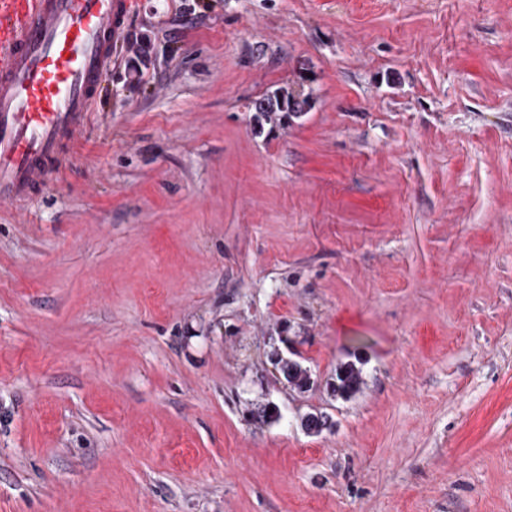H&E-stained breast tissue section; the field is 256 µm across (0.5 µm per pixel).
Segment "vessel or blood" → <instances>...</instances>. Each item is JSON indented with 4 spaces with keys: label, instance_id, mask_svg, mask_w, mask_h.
<instances>
[{
    "label": "vessel or blood",
    "instance_id": "vessel-or-blood-1",
    "mask_svg": "<svg viewBox=\"0 0 512 512\" xmlns=\"http://www.w3.org/2000/svg\"><path fill=\"white\" fill-rule=\"evenodd\" d=\"M131 4L0 0V204L70 167Z\"/></svg>",
    "mask_w": 512,
    "mask_h": 512
}]
</instances>
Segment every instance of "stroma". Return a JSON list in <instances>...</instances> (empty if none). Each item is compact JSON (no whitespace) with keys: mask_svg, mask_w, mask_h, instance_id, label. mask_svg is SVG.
Masks as SVG:
<instances>
[{"mask_svg":"<svg viewBox=\"0 0 512 512\" xmlns=\"http://www.w3.org/2000/svg\"><path fill=\"white\" fill-rule=\"evenodd\" d=\"M93 112L0 206V512H512V0H133ZM296 95L293 91L285 87H279L267 93L264 97L253 103L254 112L258 115L265 116L269 122L278 119L282 112H288L287 108H283L281 102H285L289 107L294 101ZM276 360L282 363L294 361L293 359L284 357L280 354L276 355ZM280 372L289 383L297 387L310 385V376L306 369H303L299 363H284L280 367ZM361 382V370L352 363L341 365L336 371L334 391L340 395L353 394Z\"/></svg>","mask_w":512,"mask_h":512,"instance_id":"obj_1","label":"stroma"}]
</instances>
